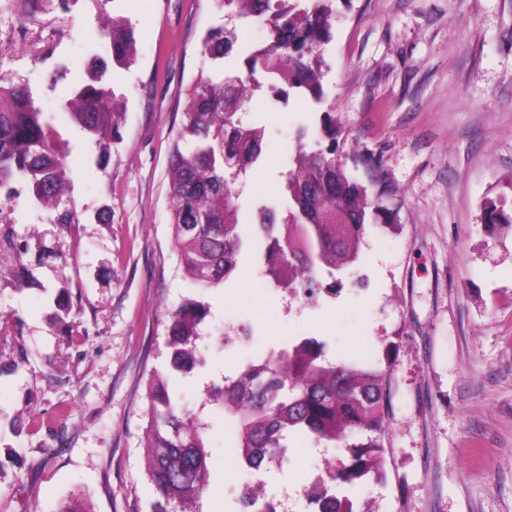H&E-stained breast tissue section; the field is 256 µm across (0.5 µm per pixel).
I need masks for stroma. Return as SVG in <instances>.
Listing matches in <instances>:
<instances>
[{
	"mask_svg": "<svg viewBox=\"0 0 512 512\" xmlns=\"http://www.w3.org/2000/svg\"><path fill=\"white\" fill-rule=\"evenodd\" d=\"M134 31L132 63L112 68L122 121L108 160L78 126L66 143L67 205L51 223L27 196H0V512H56L72 494L92 512H150L146 384L164 368L168 313L185 297L208 315L201 368L169 390L210 424L202 512H239L259 484L286 512H315L304 487L348 461L343 444L296 438L281 467L228 465L220 405L203 406L246 357L283 337L325 342L328 359L372 360L387 341L391 373L387 479L345 493L365 512H512V231L489 236L485 198L512 178V0H351L337 6L324 81L337 144L318 137L322 110L256 92L262 161L240 186L239 221L264 201L284 209L281 174L307 143L334 149L367 189L383 182L386 221L368 226L361 261L336 294L309 302L265 287L262 243L232 282L189 287L169 224L168 158L185 123L183 92L200 71L242 70L266 27L240 22L241 43L212 61L216 0H111ZM100 15L94 0L20 26L0 10V77L28 85L43 110L84 79ZM66 418H59L60 407ZM48 428L34 430L33 419Z\"/></svg>",
	"mask_w": 512,
	"mask_h": 512,
	"instance_id": "35a3bbf8",
	"label": "stroma"
}]
</instances>
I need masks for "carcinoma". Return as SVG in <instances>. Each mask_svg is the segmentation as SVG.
I'll return each instance as SVG.
<instances>
[{
  "label": "carcinoma",
  "mask_w": 512,
  "mask_h": 512,
  "mask_svg": "<svg viewBox=\"0 0 512 512\" xmlns=\"http://www.w3.org/2000/svg\"><path fill=\"white\" fill-rule=\"evenodd\" d=\"M19 5L20 22L52 9L70 10L78 0H10ZM102 16L98 52L88 78L72 86L62 103L63 116L110 152L120 113L109 64L133 60V30L96 0ZM228 14L268 27V45L244 59L251 86L239 87L238 74L222 77L200 72L185 88L186 125L169 156L171 224L185 278L195 288H216L237 266L247 239L238 222L235 184L259 161L262 130L242 120L255 93L266 86L278 100L296 94L316 105L326 102L323 46L331 39L336 0H217ZM237 41L236 29H209L203 51L222 59ZM300 132L291 167L284 177L288 204L257 209L253 236L265 243L266 286L304 288L311 294L342 288V275L361 259L359 243L369 224L386 215L384 184L374 195L332 157L333 149L307 151ZM60 134L37 103L33 91L0 78V194L25 189L31 200L55 212L54 224L74 222L63 206L68 183ZM482 222L494 236L512 229V204L487 198ZM203 307L186 298L170 313L166 343L169 369L187 373L201 364L196 341ZM387 343L372 362L325 358L314 338L284 342L247 358L224 383L211 385L205 401L224 405L232 425L229 446L249 468L282 463L288 439L346 443L351 459L330 475L320 497L331 512H359L342 494L368 476L386 478L383 439L390 403L393 355ZM146 475L158 494L151 512H200L197 502L208 482V424L174 400L167 374L155 370L147 383Z\"/></svg>",
  "instance_id": "carcinoma-1"
}]
</instances>
